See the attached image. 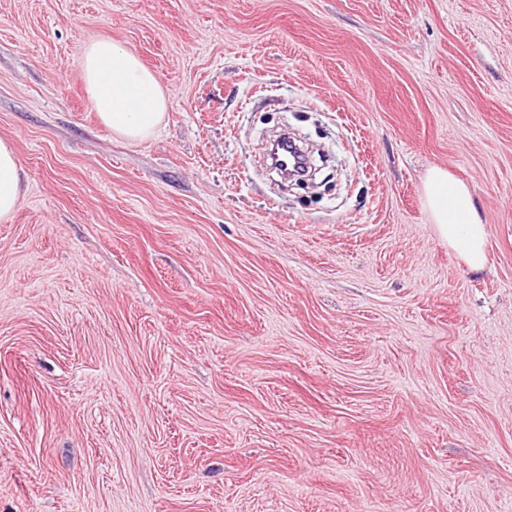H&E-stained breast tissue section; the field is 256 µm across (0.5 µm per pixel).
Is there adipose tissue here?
Returning <instances> with one entry per match:
<instances>
[{
	"label": "adipose tissue",
	"instance_id": "adipose-tissue-1",
	"mask_svg": "<svg viewBox=\"0 0 512 512\" xmlns=\"http://www.w3.org/2000/svg\"><path fill=\"white\" fill-rule=\"evenodd\" d=\"M81 74L86 94L100 122L129 141L150 138L160 127L168 101L156 72L139 56L109 38L85 48ZM22 196V168L13 145L0 139V217L14 213ZM424 206L437 238L471 271L486 267L488 228L470 187L442 167L424 179Z\"/></svg>",
	"mask_w": 512,
	"mask_h": 512
}]
</instances>
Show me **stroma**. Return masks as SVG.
Listing matches in <instances>:
<instances>
[{"mask_svg":"<svg viewBox=\"0 0 512 512\" xmlns=\"http://www.w3.org/2000/svg\"><path fill=\"white\" fill-rule=\"evenodd\" d=\"M0 138V512H512V0H0ZM81 74L100 122L128 141L150 138L160 127L168 101L156 72L139 56L110 38L85 48ZM22 196V168L13 145L0 139V217L14 213ZM424 206L437 238L471 271H483L488 228L470 187L445 168H430L424 179Z\"/></svg>","mask_w":512,"mask_h":512,"instance_id":"35a3bbf8","label":"stroma"}]
</instances>
